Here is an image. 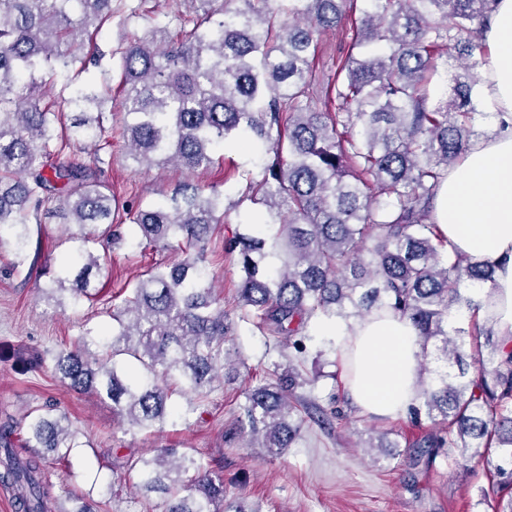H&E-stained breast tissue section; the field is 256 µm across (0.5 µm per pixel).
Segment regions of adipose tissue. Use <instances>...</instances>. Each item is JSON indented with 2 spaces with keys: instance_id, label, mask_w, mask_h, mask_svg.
Here are the masks:
<instances>
[{
  "instance_id": "adipose-tissue-1",
  "label": "adipose tissue",
  "mask_w": 512,
  "mask_h": 512,
  "mask_svg": "<svg viewBox=\"0 0 512 512\" xmlns=\"http://www.w3.org/2000/svg\"><path fill=\"white\" fill-rule=\"evenodd\" d=\"M487 39L482 101L501 126L449 170L434 217L453 249L493 264L487 313L498 335L512 341V0H498ZM318 329L341 337L348 396L364 414L395 420L417 404L419 347L407 319L385 311L350 328L329 320Z\"/></svg>"
}]
</instances>
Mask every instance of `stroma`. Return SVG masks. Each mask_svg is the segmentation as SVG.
I'll use <instances>...</instances> for the list:
<instances>
[{
    "label": "stroma",
    "mask_w": 512,
    "mask_h": 512,
    "mask_svg": "<svg viewBox=\"0 0 512 512\" xmlns=\"http://www.w3.org/2000/svg\"><path fill=\"white\" fill-rule=\"evenodd\" d=\"M135 14L115 17L96 39L103 58L87 77H111L113 110H120L118 59L111 49L155 26L175 28V0H126ZM103 176L123 201L159 205L175 185L192 181L216 187L236 200L243 174L259 176L260 168L247 149L217 150L208 170L190 173L137 169L126 153L120 133H113L110 148L101 150ZM254 208L238 202L224 216L208 244V267L222 292L224 310L238 311L241 272L233 255L224 250L225 239L251 226ZM31 244L39 250L38 263L55 271L72 249L58 219L44 218L30 226ZM168 252L140 249L132 230L114 244L101 271L93 272L91 300L78 306L59 305L39 298L35 279L27 268L16 267L10 245L0 246V422L21 421L31 409L47 400L66 409L72 425L83 437L82 447L72 449L68 463L50 462L46 479L61 499L90 497L100 512H162L158 495L136 494L135 475L121 473L117 454L151 455L156 448H192L214 468L222 469L228 500L242 502L250 512H505L499 491L512 463L490 450L466 467L448 466L444 456L428 459L417 443L433 431L430 421L380 420L363 414L347 400L344 379L321 378L298 388L296 401L326 405L336 397L342 417L332 425L306 419L302 438L282 457L248 447L238 438L239 405L248 388L264 383L270 372L288 365L286 339L237 329L235 344L240 362L230 366L224 385L209 393L189 420L170 421L163 431L149 433L119 423L112 403L68 391L47 369L32 365L36 354L56 352L80 333L81 326L109 324L104 308L120 288L133 283L151 264L167 260ZM387 434L389 447L367 452L369 441Z\"/></svg>",
    "instance_id": "1"
}]
</instances>
